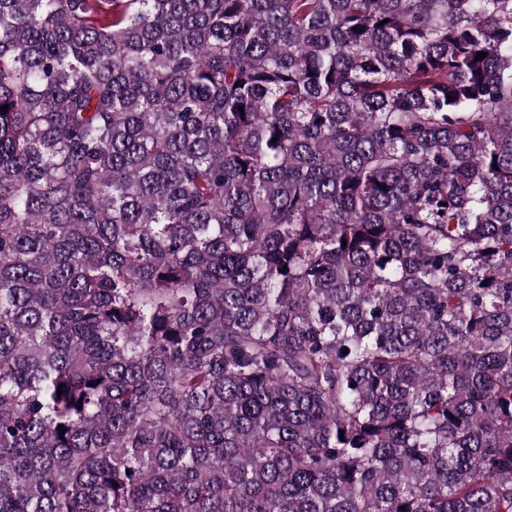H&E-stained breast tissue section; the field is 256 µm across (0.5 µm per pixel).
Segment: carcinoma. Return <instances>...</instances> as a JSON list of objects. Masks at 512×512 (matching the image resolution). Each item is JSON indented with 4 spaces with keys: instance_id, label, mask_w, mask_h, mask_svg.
<instances>
[{
    "instance_id": "carcinoma-1",
    "label": "carcinoma",
    "mask_w": 512,
    "mask_h": 512,
    "mask_svg": "<svg viewBox=\"0 0 512 512\" xmlns=\"http://www.w3.org/2000/svg\"><path fill=\"white\" fill-rule=\"evenodd\" d=\"M5 105L0 512H512V0H0Z\"/></svg>"
}]
</instances>
